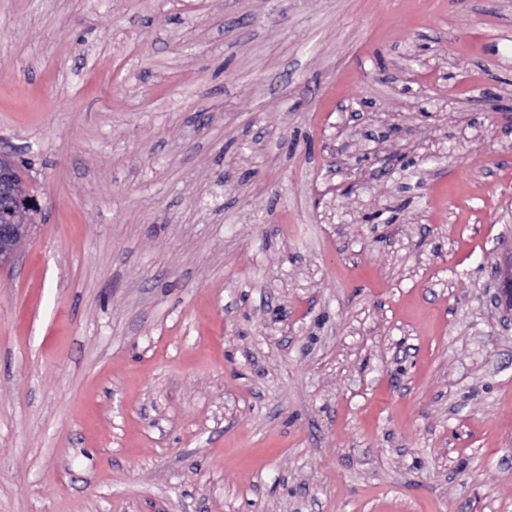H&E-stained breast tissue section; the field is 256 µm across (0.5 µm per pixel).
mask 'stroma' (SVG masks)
Masks as SVG:
<instances>
[{
  "mask_svg": "<svg viewBox=\"0 0 512 512\" xmlns=\"http://www.w3.org/2000/svg\"><path fill=\"white\" fill-rule=\"evenodd\" d=\"M497 105L512 0H0V512H512ZM10 153L0 151V201L9 202L10 213L18 209V216L28 218L27 222L36 220L41 208L37 198L27 192L26 187H19L15 161ZM1 216L0 211V268L10 266L17 259L22 246L35 224H15L13 218Z\"/></svg>",
  "mask_w": 512,
  "mask_h": 512,
  "instance_id": "1",
  "label": "stroma"
}]
</instances>
